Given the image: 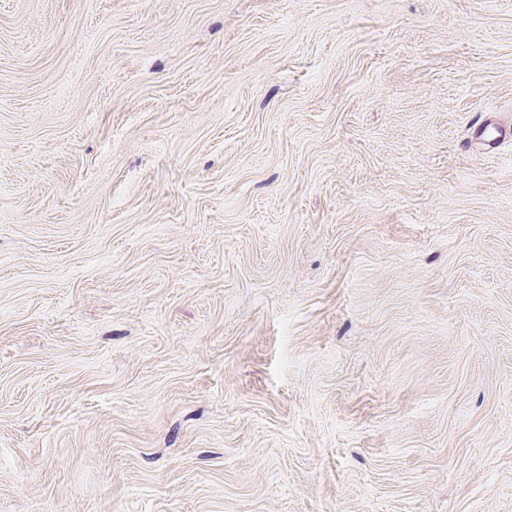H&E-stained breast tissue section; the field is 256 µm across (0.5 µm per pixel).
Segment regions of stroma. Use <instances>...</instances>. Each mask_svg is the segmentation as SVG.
<instances>
[{
  "label": "stroma",
  "instance_id": "obj_1",
  "mask_svg": "<svg viewBox=\"0 0 512 512\" xmlns=\"http://www.w3.org/2000/svg\"><path fill=\"white\" fill-rule=\"evenodd\" d=\"M512 0H0V512H512ZM472 126L474 127L473 139L478 144L490 145V143H483V140L495 143L512 137L511 125L507 127L494 125L485 121L482 117L474 120Z\"/></svg>",
  "mask_w": 512,
  "mask_h": 512
}]
</instances>
